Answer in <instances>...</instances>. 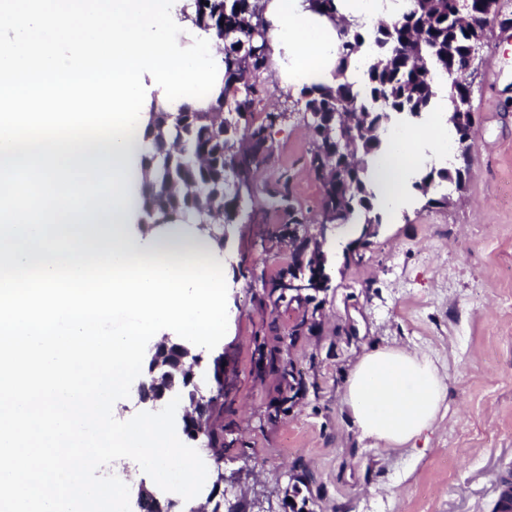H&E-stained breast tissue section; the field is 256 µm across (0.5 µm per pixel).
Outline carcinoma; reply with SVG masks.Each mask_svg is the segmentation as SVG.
<instances>
[{
  "label": "carcinoma",
  "instance_id": "obj_1",
  "mask_svg": "<svg viewBox=\"0 0 512 512\" xmlns=\"http://www.w3.org/2000/svg\"><path fill=\"white\" fill-rule=\"evenodd\" d=\"M192 22L210 32L216 40L228 30L237 32L240 40L248 42L252 23L262 11L260 0H193ZM340 42L337 46L336 85L312 83L300 89L298 102L304 112H344L354 125L349 130L350 155L355 168L345 170L336 183H321V221L336 217L342 210V221L347 224L359 215L364 223L378 224L379 218L370 217L371 203L365 178V157L377 153L381 140L376 134L389 120V113H408L418 116L429 110L434 92L431 73L440 72L449 80L450 115L459 147H471L474 123L465 113L464 102L471 97L472 64L468 55L481 45L484 31L463 24L456 17L455 0H421L420 7L402 13L394 23L379 22L371 28L340 21ZM370 44L377 48L363 70L365 84L360 86L347 77L351 67L362 60V48ZM238 43L224 44V83L215 90L218 97L228 98L245 113L252 112L254 96L261 91L258 82L268 70L269 57L261 51L237 55ZM157 126H149L145 136H154L158 146L150 155H143L142 164L150 176L148 193L142 202L143 213H151V224H180L188 218L204 215L208 220L222 224L231 219L239 208L238 193L226 191L224 144L239 140L237 128L224 127V121L215 120L204 110L181 108L170 114L164 107ZM249 126L243 133L251 141V151L242 158L243 176L256 171L264 163L258 155L272 156L268 129L275 122ZM313 149L309 164L314 174L325 167H341L344 155L338 146L313 130ZM195 153L200 166H184L183 152ZM321 245L305 241L296 249L294 258L313 262ZM306 322L296 323L288 332L289 344L274 346L267 353V363L279 371L287 384L302 383L295 373L289 345L304 334ZM210 408L199 449L207 453L213 464L224 460V384L218 382L209 397Z\"/></svg>",
  "mask_w": 512,
  "mask_h": 512
}]
</instances>
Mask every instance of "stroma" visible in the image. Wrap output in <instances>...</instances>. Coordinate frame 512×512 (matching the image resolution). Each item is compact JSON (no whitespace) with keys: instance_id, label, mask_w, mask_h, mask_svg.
<instances>
[{"instance_id":"35a3bbf8","label":"stroma","mask_w":512,"mask_h":512,"mask_svg":"<svg viewBox=\"0 0 512 512\" xmlns=\"http://www.w3.org/2000/svg\"><path fill=\"white\" fill-rule=\"evenodd\" d=\"M285 90L259 93L246 124L279 113L272 157L256 174L224 226L228 331L200 367L213 375L223 358L225 506L282 512H496L495 483L512 475V0H499L474 64L472 146L449 143L440 163L421 164L405 201L374 205L375 237L328 235L323 251L327 292L276 302L270 287L294 266L289 228L317 236L321 187L309 166L307 119L284 112ZM466 167L462 186L419 183L435 170ZM287 191L292 206L269 195ZM434 205H427V198ZM304 222L292 225V212ZM314 328L291 350L306 383L290 389L275 372L257 376L261 347L277 344L300 318ZM389 346L428 355L445 375L448 396L433 427L411 448L361 438L344 403L358 358ZM281 408L277 423L268 409Z\"/></svg>"}]
</instances>
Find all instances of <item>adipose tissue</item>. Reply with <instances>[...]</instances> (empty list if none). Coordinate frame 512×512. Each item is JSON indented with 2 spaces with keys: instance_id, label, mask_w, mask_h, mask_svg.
I'll list each match as a JSON object with an SVG mask.
<instances>
[{
  "instance_id": "1",
  "label": "adipose tissue",
  "mask_w": 512,
  "mask_h": 512,
  "mask_svg": "<svg viewBox=\"0 0 512 512\" xmlns=\"http://www.w3.org/2000/svg\"><path fill=\"white\" fill-rule=\"evenodd\" d=\"M265 12L273 22V45L289 57L290 83L332 85L336 82V29L325 18L303 9L301 0H267ZM376 159L372 178L380 200L399 206L414 168L426 158L438 159L448 141V126L437 122L431 131H396ZM149 148L143 134L125 146H111L110 156L121 162L129 178V195L117 212L99 216L84 228V242L98 248L118 246L126 254L169 260L212 257L210 241L183 225L170 224L143 236L132 227L142 221L144 171L141 159ZM448 385L434 363L401 347L363 354L347 380L344 402L363 438L394 448L405 447L437 419Z\"/></svg>"
}]
</instances>
